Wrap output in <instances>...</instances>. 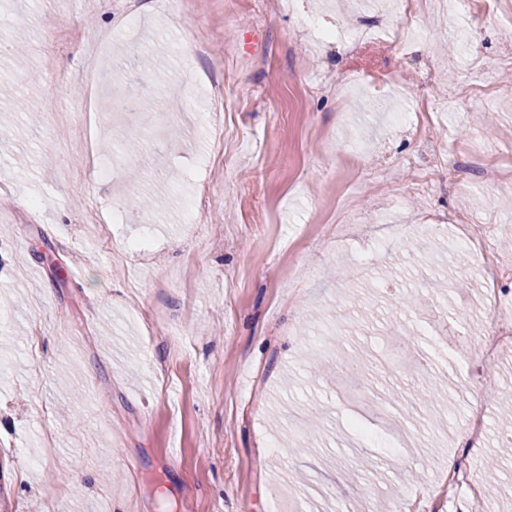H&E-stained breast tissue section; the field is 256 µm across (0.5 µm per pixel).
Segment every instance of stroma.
<instances>
[{"label": "stroma", "instance_id": "1", "mask_svg": "<svg viewBox=\"0 0 512 512\" xmlns=\"http://www.w3.org/2000/svg\"><path fill=\"white\" fill-rule=\"evenodd\" d=\"M226 2L138 0L129 28L120 0H0V39L27 47L0 53V512H512V352L453 343L512 324L486 293L512 269V179L479 171L512 155V0H481L484 25L459 0L423 14L383 88L344 43L401 0H234V23ZM427 74L435 164L407 93ZM91 87L168 106L90 143L63 110ZM423 381L438 406L387 408Z\"/></svg>", "mask_w": 512, "mask_h": 512}]
</instances>
